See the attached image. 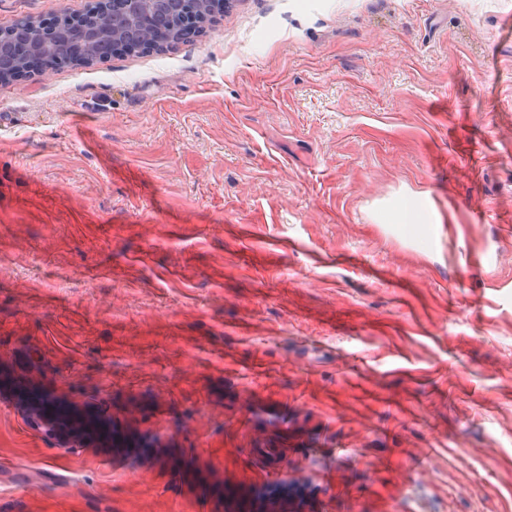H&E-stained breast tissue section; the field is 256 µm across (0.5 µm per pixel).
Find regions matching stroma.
<instances>
[{
    "mask_svg": "<svg viewBox=\"0 0 512 512\" xmlns=\"http://www.w3.org/2000/svg\"><path fill=\"white\" fill-rule=\"evenodd\" d=\"M409 191L421 241L375 220ZM229 499L512 512V0H231L0 81V512ZM380 224H410L411 232L419 233V224H439L441 216L426 192L402 195L376 211Z\"/></svg>",
    "mask_w": 512,
    "mask_h": 512,
    "instance_id": "35a3bbf8",
    "label": "stroma"
}]
</instances>
